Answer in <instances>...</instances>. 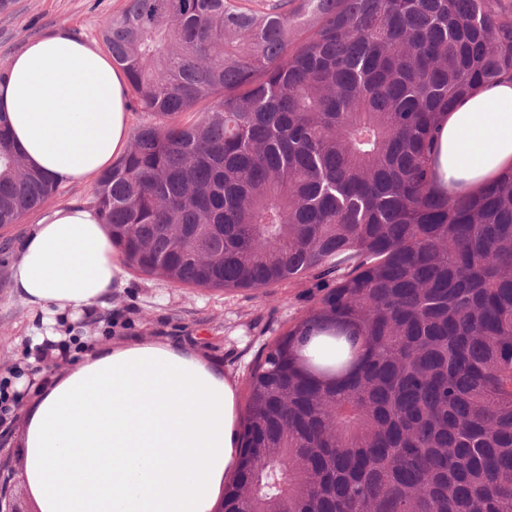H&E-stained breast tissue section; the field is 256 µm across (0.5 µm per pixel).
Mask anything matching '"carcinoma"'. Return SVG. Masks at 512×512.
<instances>
[{"instance_id": "cac0c4a2", "label": "carcinoma", "mask_w": 512, "mask_h": 512, "mask_svg": "<svg viewBox=\"0 0 512 512\" xmlns=\"http://www.w3.org/2000/svg\"><path fill=\"white\" fill-rule=\"evenodd\" d=\"M104 41L149 117L95 197L128 267L347 270L252 369L224 512H512V169L452 196L435 167L442 115L512 78V10L129 0ZM56 189L0 112V226Z\"/></svg>"}]
</instances>
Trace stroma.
Wrapping results in <instances>:
<instances>
[{
  "label": "stroma",
  "mask_w": 512,
  "mask_h": 512,
  "mask_svg": "<svg viewBox=\"0 0 512 512\" xmlns=\"http://www.w3.org/2000/svg\"><path fill=\"white\" fill-rule=\"evenodd\" d=\"M128 0H11L0 11V71L32 37L66 29L82 40L102 45L104 20L122 12ZM42 211V210H41ZM24 214L0 227V390L18 395L20 408L0 415V452L13 449L31 394H20L16 381L24 376L50 380L68 371L84 350L130 341L164 339L194 347L206 360L223 366L246 396V381L262 352L294 325L334 287L336 275L316 273L259 290L224 291L177 287L167 281L127 271L104 308L92 319L63 320L64 341L55 354L35 359L32 347L36 311L12 292L13 263L18 248L41 215Z\"/></svg>",
  "instance_id": "obj_1"
}]
</instances>
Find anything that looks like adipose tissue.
I'll list each match as a JSON object with an SVG mask.
<instances>
[{"mask_svg":"<svg viewBox=\"0 0 512 512\" xmlns=\"http://www.w3.org/2000/svg\"><path fill=\"white\" fill-rule=\"evenodd\" d=\"M9 71L0 111L11 141L49 179L91 181L126 150V77L96 45L44 34ZM436 167L454 195L512 169V80L477 88L449 111ZM124 276L98 211L71 203L43 215L12 275L15 295L41 314L35 347L60 340L63 316L105 306ZM31 388L18 480L38 512H214L237 472L235 383L191 347L135 340Z\"/></svg>","mask_w":512,"mask_h":512,"instance_id":"obj_1","label":"adipose tissue"}]
</instances>
